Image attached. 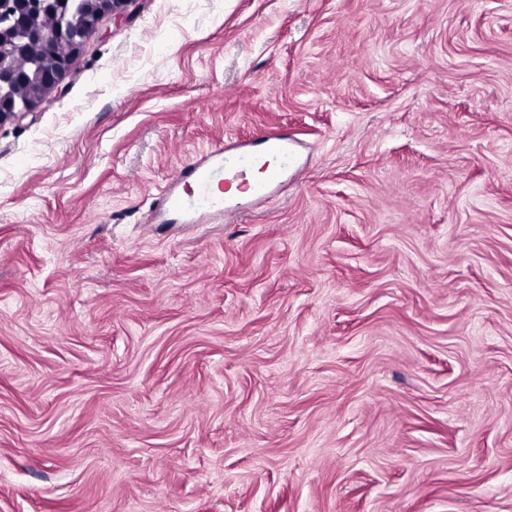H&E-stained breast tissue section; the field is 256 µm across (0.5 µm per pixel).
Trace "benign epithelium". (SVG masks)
<instances>
[{
  "label": "benign epithelium",
  "instance_id": "benign-epithelium-1",
  "mask_svg": "<svg viewBox=\"0 0 512 512\" xmlns=\"http://www.w3.org/2000/svg\"><path fill=\"white\" fill-rule=\"evenodd\" d=\"M129 0H86L70 12L66 0H0V17L12 20L0 26V53L9 51L21 57L35 55L40 65L35 70L20 69L0 57V123L25 115L40 103L68 69L73 55L83 46L102 15L118 13ZM57 15L53 28H44L40 17ZM67 51L60 53L57 46ZM24 94L16 98L12 90Z\"/></svg>",
  "mask_w": 512,
  "mask_h": 512
}]
</instances>
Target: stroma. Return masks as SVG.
Returning <instances> with one entry per match:
<instances>
[{
	"label": "stroma",
	"instance_id": "stroma-1",
	"mask_svg": "<svg viewBox=\"0 0 512 512\" xmlns=\"http://www.w3.org/2000/svg\"><path fill=\"white\" fill-rule=\"evenodd\" d=\"M0 512H512V0L104 15L0 124ZM292 135L273 130L258 135L254 148L230 152L220 141L208 148L195 163L183 167L177 183H191L195 193L191 198L183 197L176 189L161 195V207L166 211L184 214L188 223H197L202 213L215 205L210 197V186L232 173H241L247 167L262 162L269 155L282 158L287 167L295 159Z\"/></svg>",
	"mask_w": 512,
	"mask_h": 512
}]
</instances>
